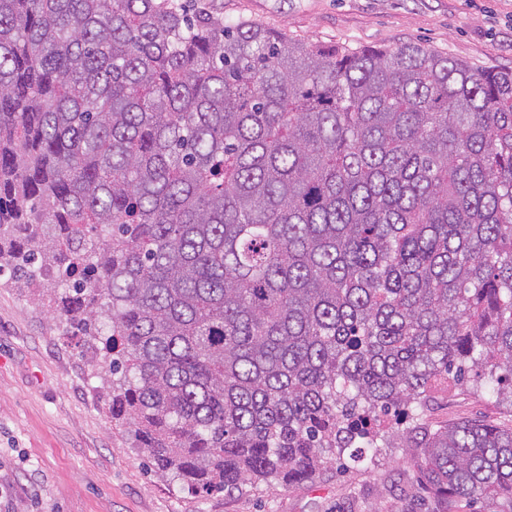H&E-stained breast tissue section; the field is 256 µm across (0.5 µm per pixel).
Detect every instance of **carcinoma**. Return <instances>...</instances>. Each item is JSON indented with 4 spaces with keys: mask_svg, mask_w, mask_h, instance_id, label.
Wrapping results in <instances>:
<instances>
[{
    "mask_svg": "<svg viewBox=\"0 0 512 512\" xmlns=\"http://www.w3.org/2000/svg\"><path fill=\"white\" fill-rule=\"evenodd\" d=\"M201 493L353 471L407 425L440 504L512 512V71L314 44L214 0H0V276ZM428 421L432 428L463 420L512 426L511 406H500L482 393L435 391L429 401Z\"/></svg>",
    "mask_w": 512,
    "mask_h": 512,
    "instance_id": "1",
    "label": "carcinoma"
}]
</instances>
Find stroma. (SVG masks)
I'll use <instances>...</instances> for the list:
<instances>
[{
	"instance_id": "1",
	"label": "stroma",
	"mask_w": 512,
	"mask_h": 512,
	"mask_svg": "<svg viewBox=\"0 0 512 512\" xmlns=\"http://www.w3.org/2000/svg\"><path fill=\"white\" fill-rule=\"evenodd\" d=\"M224 20H251L313 43H418L476 66L512 70V0H223ZM96 357L47 306L0 277V512H402L416 449H383L355 474L339 464L312 482L196 493L157 475L118 433ZM431 427L512 426L489 396L437 391Z\"/></svg>"
}]
</instances>
